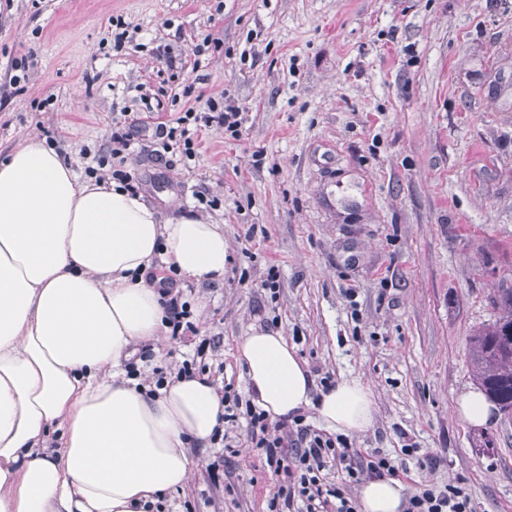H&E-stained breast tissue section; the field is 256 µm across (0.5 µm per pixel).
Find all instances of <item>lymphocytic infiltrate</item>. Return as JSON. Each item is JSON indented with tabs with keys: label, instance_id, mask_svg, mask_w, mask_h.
I'll return each mask as SVG.
<instances>
[{
	"label": "lymphocytic infiltrate",
	"instance_id": "1",
	"mask_svg": "<svg viewBox=\"0 0 512 512\" xmlns=\"http://www.w3.org/2000/svg\"><path fill=\"white\" fill-rule=\"evenodd\" d=\"M223 127L230 137H237L241 126L240 112L233 105H225L219 112L197 114L187 110L177 117L175 124L158 123L156 127L159 146L170 150L181 148L185 158H192L195 149L193 124ZM133 124L114 121L110 141L98 159V165L89 169L88 175L95 181L112 177L126 189L137 190L140 184L136 172L125 167V154L133 145ZM163 295L167 318L173 335L183 336L193 331L189 323L187 303L173 294L177 286L176 272L171 268L158 267L147 274ZM251 442L266 455L269 466L281 474L283 482L270 502L271 512H358V504L348 489L323 487L319 473L331 461L344 463L351 481L364 478H381L394 475L392 460L380 454L358 459L352 458L346 444L337 442L326 434L311 430L304 425L302 416L291 420L269 423L265 413L248 410ZM405 512H472L469 496L455 485L423 488L410 494Z\"/></svg>",
	"mask_w": 512,
	"mask_h": 512
}]
</instances>
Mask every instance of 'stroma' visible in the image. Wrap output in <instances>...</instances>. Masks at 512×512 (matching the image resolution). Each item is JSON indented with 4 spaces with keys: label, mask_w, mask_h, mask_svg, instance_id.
Segmentation results:
<instances>
[{
    "label": "stroma",
    "mask_w": 512,
    "mask_h": 512,
    "mask_svg": "<svg viewBox=\"0 0 512 512\" xmlns=\"http://www.w3.org/2000/svg\"><path fill=\"white\" fill-rule=\"evenodd\" d=\"M206 38L217 49L194 56ZM1 86L0 159L35 137L80 174L142 98L162 121L211 100L242 112L238 138L201 129L183 163L156 156L154 124L137 133L128 165L146 202L223 221L228 261L223 283L183 295L195 335L136 344L125 371L168 381L188 360L245 401L238 342L279 332L314 381L371 387L375 424L347 444L392 458L406 492L451 483L473 512H512V419L453 414L474 383L467 338L512 288V0H13ZM224 429L188 446L192 478L159 512H269L278 476L245 416Z\"/></svg>",
    "instance_id": "1"
}]
</instances>
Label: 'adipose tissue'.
<instances>
[{
  "label": "adipose tissue",
  "mask_w": 512,
  "mask_h": 512,
  "mask_svg": "<svg viewBox=\"0 0 512 512\" xmlns=\"http://www.w3.org/2000/svg\"><path fill=\"white\" fill-rule=\"evenodd\" d=\"M224 226L162 215L120 183L80 179L54 147L28 138L0 162V512H154L190 475L187 444H209L224 406L205 376L157 391L121 361L164 328L154 261L185 280L222 281ZM255 405L270 419L313 411L332 433L374 425L368 385L318 392L279 333L238 344ZM57 447H49L50 432ZM362 512H402V484L365 480Z\"/></svg>",
  "instance_id": "1"
}]
</instances>
